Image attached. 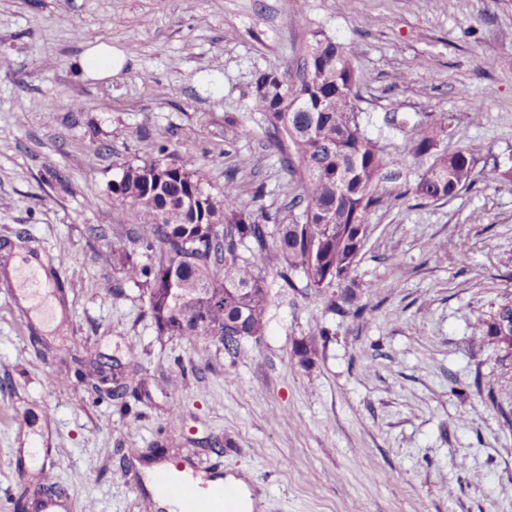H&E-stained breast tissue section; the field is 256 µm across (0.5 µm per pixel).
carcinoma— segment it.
Returning a JSON list of instances; mask_svg holds the SVG:
<instances>
[{"instance_id": "obj_1", "label": "carcinoma", "mask_w": 512, "mask_h": 512, "mask_svg": "<svg viewBox=\"0 0 512 512\" xmlns=\"http://www.w3.org/2000/svg\"><path fill=\"white\" fill-rule=\"evenodd\" d=\"M356 56L352 44L316 37L284 74L263 72L253 87L248 110L261 113L268 132L288 143L286 166L299 185L289 219L271 224L269 215L250 212L232 175L224 176V195L214 197L195 160L167 161L162 146L159 157L127 166L112 182L113 202L152 216L137 231L147 245L159 246L146 261L133 259L122 239L110 250L125 278L146 290L158 333L218 335L224 351L236 355L240 337L263 332L273 300L270 277L282 288L316 294L338 288L330 307L360 317L353 279L363 247L359 229L387 195L384 170L403 163L417 168L411 192L424 200H449L474 184L481 147L439 149L442 127L426 130L399 158L368 137L355 111L358 87L367 80ZM478 328L498 350L512 347V328H499L492 317Z\"/></svg>"}]
</instances>
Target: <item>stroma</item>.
Returning a JSON list of instances; mask_svg holds the SVG:
<instances>
[{"label": "stroma", "instance_id": "1", "mask_svg": "<svg viewBox=\"0 0 512 512\" xmlns=\"http://www.w3.org/2000/svg\"><path fill=\"white\" fill-rule=\"evenodd\" d=\"M317 34L356 43V107L386 153L441 125L442 149L512 166V0H0V512L42 495L155 512L163 463L248 478L260 512H512V364L477 331L512 294V181L429 203L388 168L354 273L363 316L278 287L234 357L158 333L112 262L119 237L146 255L149 217L113 205L112 182L158 144L213 195L231 172L248 209H283L297 186L247 106ZM102 44L125 58L104 78L80 66ZM20 248L47 264L31 306L3 276Z\"/></svg>", "mask_w": 512, "mask_h": 512}]
</instances>
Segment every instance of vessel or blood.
Returning a JSON list of instances; mask_svg holds the SVG:
<instances>
[{"instance_id":"1","label":"vessel or blood","mask_w":512,"mask_h":512,"mask_svg":"<svg viewBox=\"0 0 512 512\" xmlns=\"http://www.w3.org/2000/svg\"><path fill=\"white\" fill-rule=\"evenodd\" d=\"M160 489L181 502L182 512H237L238 509L237 490L229 485L214 486L172 472L161 479Z\"/></svg>"}]
</instances>
